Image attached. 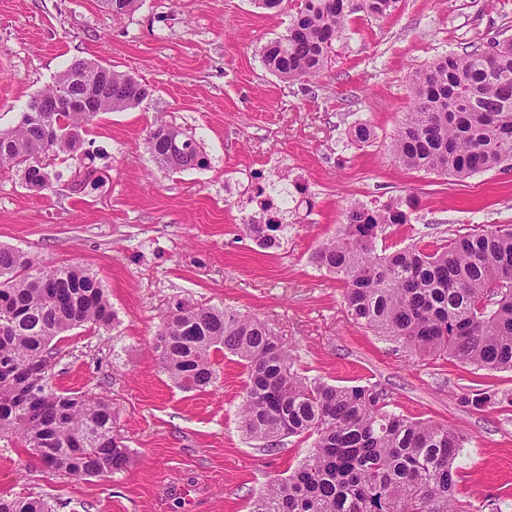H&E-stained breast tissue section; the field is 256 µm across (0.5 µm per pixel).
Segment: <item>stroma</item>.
<instances>
[{
  "mask_svg": "<svg viewBox=\"0 0 512 512\" xmlns=\"http://www.w3.org/2000/svg\"><path fill=\"white\" fill-rule=\"evenodd\" d=\"M292 12L252 0H138L121 17L101 0H0V128L71 61L88 59L149 85L138 107L100 114L85 135L84 165L42 161L54 180L34 193L0 170V244L101 280L116 314L110 328L80 327L58 343L60 388L101 397L130 450L125 470L75 477L45 469L0 437V494L41 498L53 512H248L275 479L311 452L309 438L266 452L238 415L246 376L215 354L217 381L186 390L150 354L173 300L229 307L266 320L293 349L295 372L339 386L374 385L391 411L461 430L457 497L498 496L512 512V408L471 413V388L512 391V371L419 357L402 342L355 324L343 288L311 262L354 202L406 194L419 208L378 248L428 249L493 224H512V170L457 179L409 171L388 153L411 104L408 74L435 56L512 37V0H399L374 19L357 13L323 72L288 82L262 64L260 46ZM181 128L210 160L169 172L144 137L155 119ZM369 122L373 141L349 137ZM289 179L288 226L279 247L240 237L259 216L257 187Z\"/></svg>",
  "mask_w": 512,
  "mask_h": 512,
  "instance_id": "1",
  "label": "stroma"
}]
</instances>
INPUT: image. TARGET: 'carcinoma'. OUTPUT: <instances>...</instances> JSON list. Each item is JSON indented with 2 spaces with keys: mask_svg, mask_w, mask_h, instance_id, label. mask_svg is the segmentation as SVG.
<instances>
[{
  "mask_svg": "<svg viewBox=\"0 0 512 512\" xmlns=\"http://www.w3.org/2000/svg\"><path fill=\"white\" fill-rule=\"evenodd\" d=\"M398 0H297L285 32L260 56L276 77L320 74L349 18L390 14ZM412 105L402 113L389 151L408 170L464 178L512 168V38L493 36L476 49L441 55L409 75ZM64 90L73 100L59 110ZM151 90L99 63L74 60L0 130V168L14 169L30 190H44L49 172L35 164L48 153L78 161L82 133L104 112L140 105ZM158 122L145 144L161 168L204 169L209 160L184 136L171 145ZM358 143L375 130L358 123ZM261 221L243 220L242 235L277 247L287 229L274 200L257 192ZM419 200L408 194L381 205L354 204L312 261L344 288L351 319L422 356L512 371V224L475 229L434 250L411 244L394 252L376 241L395 224H409ZM114 312L99 279L73 266L40 265L0 245V436L10 435L48 468L98 477L125 468L129 451L112 433V408L101 398L62 391L49 377L55 342L75 328L108 327ZM237 358L246 380L239 416L263 450L285 438H314L301 466L274 480L249 512H471L456 497L455 461L466 437L445 425L396 415L373 386L309 381L293 370L288 345L264 321L228 309L178 300L161 318L152 351L176 385L202 391L217 374L212 354ZM473 413L512 407V392L474 389L458 398ZM0 512H51L42 499L0 495Z\"/></svg>",
  "mask_w": 512,
  "mask_h": 512,
  "instance_id": "carcinoma-1",
  "label": "carcinoma"
}]
</instances>
